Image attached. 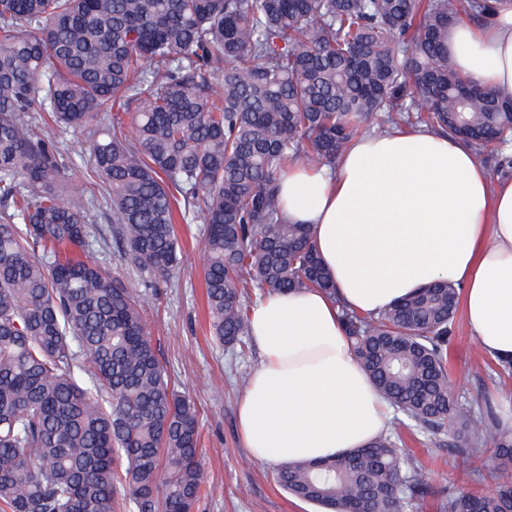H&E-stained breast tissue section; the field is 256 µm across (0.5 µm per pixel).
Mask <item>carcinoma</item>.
Wrapping results in <instances>:
<instances>
[{
    "mask_svg": "<svg viewBox=\"0 0 512 512\" xmlns=\"http://www.w3.org/2000/svg\"><path fill=\"white\" fill-rule=\"evenodd\" d=\"M489 0H0V503L10 512H198L195 402L161 363L144 276H173L175 229L207 224L211 335L250 332V289H336L279 196L299 158L333 168L364 124L459 138L477 159L512 143V100L464 80L448 28ZM45 92L36 102L39 92ZM130 116L134 137L121 114ZM87 134L91 173L134 276L92 248L94 188L69 193L58 138ZM460 292L448 284L366 315L340 307L382 397L418 429L457 436L448 468L494 492L441 512H512V431L449 384ZM398 432L330 462L275 470L325 512H423L422 467Z\"/></svg>",
    "mask_w": 512,
    "mask_h": 512,
    "instance_id": "carcinoma-1",
    "label": "carcinoma"
}]
</instances>
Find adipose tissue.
Returning a JSON list of instances; mask_svg holds the SVG:
<instances>
[{"label":"adipose tissue","instance_id":"ef3b65f1","mask_svg":"<svg viewBox=\"0 0 512 512\" xmlns=\"http://www.w3.org/2000/svg\"><path fill=\"white\" fill-rule=\"evenodd\" d=\"M484 24L448 31L460 75L512 98V0H489ZM284 214L308 225L335 295L298 289L261 299L250 335L262 356L237 403L243 448L280 467L359 448L388 426L359 366L341 306L376 314L419 288L462 287L482 351L512 359V180L498 183L461 141L417 128L352 141L336 169L294 165Z\"/></svg>","mask_w":512,"mask_h":512}]
</instances>
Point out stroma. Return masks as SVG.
<instances>
[{
    "instance_id": "obj_1",
    "label": "stroma",
    "mask_w": 512,
    "mask_h": 512,
    "mask_svg": "<svg viewBox=\"0 0 512 512\" xmlns=\"http://www.w3.org/2000/svg\"><path fill=\"white\" fill-rule=\"evenodd\" d=\"M59 150L67 164L68 188L86 189L90 180L86 135L64 133ZM176 231L182 247L181 270L170 279L143 286V315L161 362L178 389L188 392L198 408L207 487L200 512H316L315 506L282 490L273 480L272 468L254 462L241 446L236 405L261 358L256 347H248L242 354L211 337L203 279L205 225L196 214L190 223L177 224ZM489 364L463 319H456L448 347V376L477 410L502 391L512 392V381L501 386L490 380ZM399 432L403 461L417 458L425 466L423 477L429 487L426 512H437L442 492L493 488L492 479L476 484L462 472L449 470L447 442L429 441L413 427H400Z\"/></svg>"
}]
</instances>
